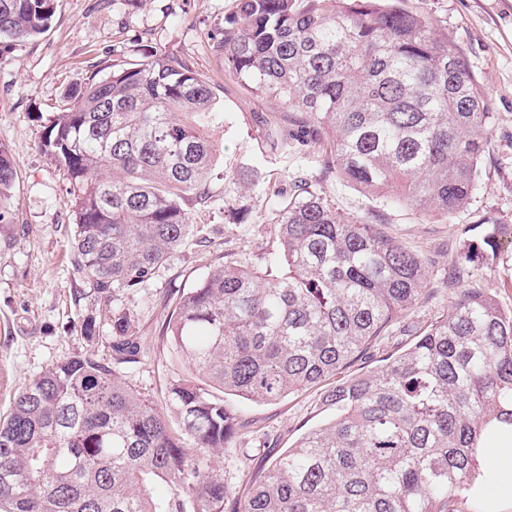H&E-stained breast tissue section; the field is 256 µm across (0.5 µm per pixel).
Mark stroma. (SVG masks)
Segmentation results:
<instances>
[{"label":"stroma","mask_w":512,"mask_h":512,"mask_svg":"<svg viewBox=\"0 0 512 512\" xmlns=\"http://www.w3.org/2000/svg\"><path fill=\"white\" fill-rule=\"evenodd\" d=\"M233 0H56L49 29L22 46L0 53V146L15 164L17 180L7 201L9 219L0 223V412L30 379L67 357L100 356L111 336L109 317L130 310L141 346L138 362L121 365L128 384L156 404L181 368L162 333L180 291L214 265H261L278 250L277 226L260 194H253L248 223L228 224L224 208L240 190L221 173L237 167L267 173L280 168L263 138L266 122L287 123L275 101L250 96L212 50V37L224 25ZM408 9L431 20L464 54L488 96L494 121L476 189L463 211L447 216L420 214L403 205L383 204L379 196L324 178L319 158L299 165L309 189L326 197L341 214L375 219L405 248L430 255L428 288L408 312V323H427L447 313L452 293L448 269L460 256L464 239L476 240L487 224L512 228V0H405ZM189 62L214 85L225 113L216 138L224 151L211 185L208 205H190L195 241L179 248L141 288H120L108 297L86 296L70 259L73 215L70 182L42 147L49 118L62 111L70 90L91 72L108 74L115 63L136 59L140 45ZM478 283L512 310V242L497 257L480 263ZM95 316L100 340L87 342L79 323ZM324 387L288 396L273 404L231 398L244 417L237 454L217 458L216 467L233 495L245 489L244 475L267 469L306 431L334 414L323 400Z\"/></svg>","instance_id":"35a3bbf8"}]
</instances>
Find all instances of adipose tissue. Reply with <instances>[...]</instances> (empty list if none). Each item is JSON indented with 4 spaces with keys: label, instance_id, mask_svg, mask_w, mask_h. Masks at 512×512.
<instances>
[{
    "label": "adipose tissue",
    "instance_id": "adipose-tissue-1",
    "mask_svg": "<svg viewBox=\"0 0 512 512\" xmlns=\"http://www.w3.org/2000/svg\"><path fill=\"white\" fill-rule=\"evenodd\" d=\"M485 452L493 460L495 483L490 488L475 484L473 496L483 503L484 512H503V505L512 504V427L492 431L485 442Z\"/></svg>",
    "mask_w": 512,
    "mask_h": 512
}]
</instances>
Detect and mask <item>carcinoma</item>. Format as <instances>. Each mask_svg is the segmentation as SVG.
I'll use <instances>...</instances> for the list:
<instances>
[{"mask_svg": "<svg viewBox=\"0 0 512 512\" xmlns=\"http://www.w3.org/2000/svg\"><path fill=\"white\" fill-rule=\"evenodd\" d=\"M212 48L224 73L277 100L269 150L315 154L349 183L422 213L471 199L493 112L461 50L404 0H234ZM55 0H0V47L45 33ZM93 73L49 120L44 148L69 175L71 263L89 293L150 280L209 201L224 126L214 86L145 45ZM258 183L279 226L271 273L221 264L184 290L164 331L189 377L158 408L106 358L70 356L32 378L0 416V512H481L469 492L492 423L512 427V314L450 267V310L368 373L343 372L400 327L427 288L429 259L346 217L294 177ZM17 170L0 149V221ZM249 199L224 207L243 224ZM489 224L480 255L497 257ZM113 363L136 362L133 314L112 310ZM332 419L306 432L230 502L212 458L236 452L231 395L270 404L326 381ZM181 430L171 429L169 418ZM159 478L171 488L153 494Z\"/></svg>", "mask_w": 512, "mask_h": 512, "instance_id": "carcinoma-1", "label": "carcinoma"}]
</instances>
